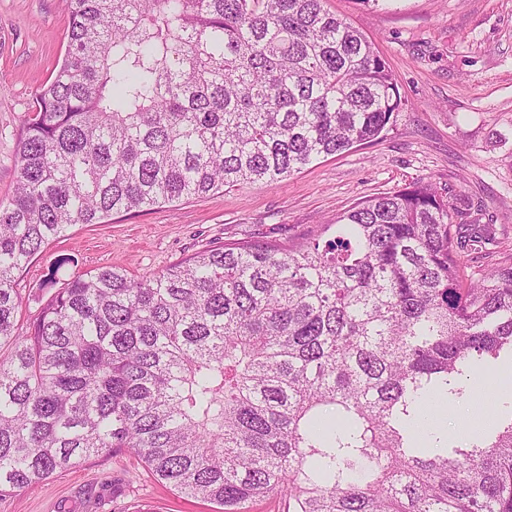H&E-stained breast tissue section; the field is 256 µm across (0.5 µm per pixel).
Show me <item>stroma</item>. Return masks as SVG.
Listing matches in <instances>:
<instances>
[{
  "instance_id": "stroma-1",
  "label": "stroma",
  "mask_w": 512,
  "mask_h": 512,
  "mask_svg": "<svg viewBox=\"0 0 512 512\" xmlns=\"http://www.w3.org/2000/svg\"><path fill=\"white\" fill-rule=\"evenodd\" d=\"M376 47L406 104L385 137L322 158L287 180L242 185L206 196L79 224L21 272V319L50 295L41 282L59 273L116 267L142 277L210 245L241 240L299 242L356 202L416 181L462 198L495 225L498 246L471 254L489 270L512 255V0H327ZM66 0H0V199L15 183L17 134L36 91L67 45ZM471 397L441 407L448 429L483 422L504 395L492 377L468 380ZM158 483L122 453L90 459L41 485L0 497V512H212Z\"/></svg>"
}]
</instances>
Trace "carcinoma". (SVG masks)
<instances>
[{
    "mask_svg": "<svg viewBox=\"0 0 512 512\" xmlns=\"http://www.w3.org/2000/svg\"><path fill=\"white\" fill-rule=\"evenodd\" d=\"M325 0H68V44L0 202V492L101 455L249 512H512V416L459 446L432 399L512 358V257L418 181L326 239L225 243L149 276L77 271L19 325L15 273L78 224L287 179L383 137L403 101Z\"/></svg>",
    "mask_w": 512,
    "mask_h": 512,
    "instance_id": "carcinoma-1",
    "label": "carcinoma"
}]
</instances>
